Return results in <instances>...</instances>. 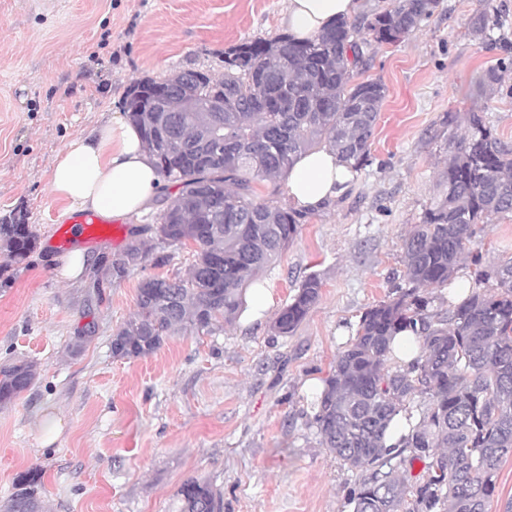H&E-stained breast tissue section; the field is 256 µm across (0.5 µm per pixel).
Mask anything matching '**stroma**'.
Here are the masks:
<instances>
[{"instance_id":"1","label":"stroma","mask_w":512,"mask_h":512,"mask_svg":"<svg viewBox=\"0 0 512 512\" xmlns=\"http://www.w3.org/2000/svg\"><path fill=\"white\" fill-rule=\"evenodd\" d=\"M284 0H0V218L21 210L37 235L29 257L0 270V367L34 363L36 378L0 407V505L16 474L44 470V512H172L180 486L208 480L224 512H351L347 471L321 448L316 395L369 306L403 268L401 244L430 204L449 135L484 113L512 142V0H439L393 44L365 46L351 83L387 88L370 157L348 188L309 212L295 242L260 279L271 303L246 306L214 334L168 337L154 354L113 358L110 343L152 276L185 274L192 247L170 249L120 281L112 260L165 207L102 221L87 245L100 263L61 280L47 241L69 223L51 187L55 157L120 111L131 80L179 70L224 73V52L283 34ZM484 17L483 34L472 21ZM500 80L471 92L486 70ZM455 126H447L448 115ZM484 261L512 257V213L477 225ZM318 273L319 302L293 335L270 325L300 283ZM93 338L78 342L86 325ZM62 430L46 442L45 429Z\"/></svg>"}]
</instances>
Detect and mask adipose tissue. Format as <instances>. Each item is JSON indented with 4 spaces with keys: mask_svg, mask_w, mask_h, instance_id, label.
I'll return each instance as SVG.
<instances>
[{
    "mask_svg": "<svg viewBox=\"0 0 512 512\" xmlns=\"http://www.w3.org/2000/svg\"><path fill=\"white\" fill-rule=\"evenodd\" d=\"M357 0H286L285 23L298 40L314 37L340 18L353 16ZM352 174L332 151L303 155L288 176V195L313 210L343 192ZM55 195L69 211H96L111 219L148 209L163 188L139 128L113 115L105 124L72 138L52 166Z\"/></svg>",
    "mask_w": 512,
    "mask_h": 512,
    "instance_id": "1",
    "label": "adipose tissue"
}]
</instances>
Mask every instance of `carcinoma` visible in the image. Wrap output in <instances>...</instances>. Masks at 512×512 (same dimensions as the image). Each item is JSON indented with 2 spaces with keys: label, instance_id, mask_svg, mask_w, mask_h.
Instances as JSON below:
<instances>
[{
  "label": "carcinoma",
  "instance_id": "cac0c4a2",
  "mask_svg": "<svg viewBox=\"0 0 512 512\" xmlns=\"http://www.w3.org/2000/svg\"><path fill=\"white\" fill-rule=\"evenodd\" d=\"M438 0H390L358 22L341 20L305 42L286 35L224 51V75L183 70L158 82L137 79L123 108L140 128L160 176L178 186L157 222L155 244L194 245L185 276L140 282L137 311L113 334L112 355L147 357L175 334H210L233 325L264 269L293 244L306 214L255 184L288 176L303 154L331 148L356 171L369 158L387 88L349 85L363 46L391 44L431 17ZM366 38L360 40V34ZM213 104L210 112L198 111ZM468 131L448 136V163L421 223L403 239L401 281L368 307L336 355L313 402L319 444L354 476L352 512H487L502 463L512 457V257L487 264L472 252L476 224L512 212V144L483 113H467ZM37 236L18 212L0 223L8 261L24 259ZM152 245L138 239L112 259L122 280ZM471 255V293L456 306L430 290L448 285ZM312 273L270 325L293 334L321 297ZM410 332L419 352L391 363L394 336ZM30 362L0 369V404L31 386ZM407 432L386 435L396 418ZM423 463L413 473L414 463ZM43 469L16 475L3 512H41ZM220 492L191 479L177 512H223Z\"/></svg>",
  "mask_w": 512,
  "mask_h": 512
}]
</instances>
